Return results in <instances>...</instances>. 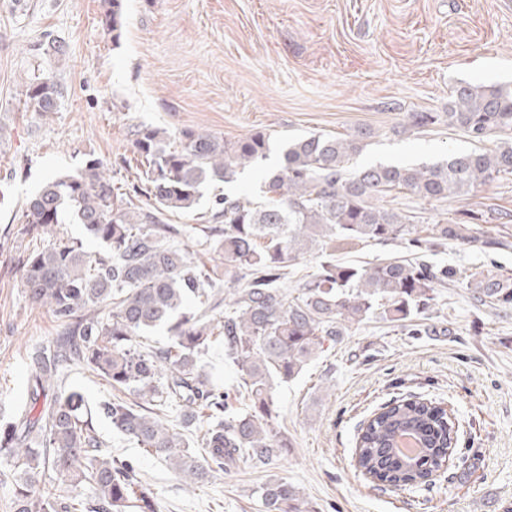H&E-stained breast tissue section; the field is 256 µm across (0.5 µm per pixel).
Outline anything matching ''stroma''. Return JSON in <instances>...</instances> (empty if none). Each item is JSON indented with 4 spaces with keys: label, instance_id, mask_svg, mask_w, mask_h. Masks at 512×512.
<instances>
[{
    "label": "stroma",
    "instance_id": "obj_1",
    "mask_svg": "<svg viewBox=\"0 0 512 512\" xmlns=\"http://www.w3.org/2000/svg\"><path fill=\"white\" fill-rule=\"evenodd\" d=\"M107 8L106 0H0L1 422L27 400L32 354L60 331L21 286L29 241L21 209L49 177L98 159L128 192L137 177L135 130L176 138L207 131L228 144L266 133L272 146L262 167L211 186L195 211L169 218L181 230L176 245L220 274L222 254L197 244L215 197L258 200L289 140L361 137V165L433 163L512 140L501 133L474 143L445 117L457 83L512 85V0H123L117 39ZM51 40L65 56L47 53ZM36 74L61 85L57 112L24 109V85ZM412 112L439 119L414 129ZM378 204L427 233L471 224L474 239L429 252L457 275L420 317L418 335L375 320L352 324L296 380L276 387L277 427L292 443L280 458L240 462L190 487L93 415L103 450L133 462L159 512H261L253 489L272 475L299 488L316 512L512 508V310L478 303L467 286L476 272L512 275V175L459 198L404 191ZM414 393L443 400L464 432L431 485L393 492L356 472L351 456L360 422Z\"/></svg>",
    "mask_w": 512,
    "mask_h": 512
}]
</instances>
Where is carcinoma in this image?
I'll list each match as a JSON object with an SVG mask.
<instances>
[{
	"label": "carcinoma",
	"mask_w": 512,
	"mask_h": 512,
	"mask_svg": "<svg viewBox=\"0 0 512 512\" xmlns=\"http://www.w3.org/2000/svg\"><path fill=\"white\" fill-rule=\"evenodd\" d=\"M122 0H110L106 23L120 37ZM24 106L46 115L58 111L61 91L39 75L25 84ZM448 125L474 141L512 132V88L461 83L448 101ZM142 166L136 195L125 199L99 160L75 175L48 180L27 202L22 223L39 233V245L22 261V286L31 302L47 306L62 326L51 347L37 349L28 402L0 425V457L12 476L15 512H158L133 465L105 455L89 420L82 393L55 386L80 365L103 377L118 394L98 412L112 430L135 440L169 463L188 486L220 474L241 459L268 464L281 456L288 438L277 431L274 386L297 378L324 344L338 342L351 323L379 318L414 325L437 300L456 271L426 260L429 240L407 216L372 203L394 190L424 199L460 197L479 184L512 175V142L495 151L472 149L422 165H367L348 172L362 150L357 139L311 135L282 145L284 165L266 174L265 202L228 195L215 200L212 219L224 224L221 238L205 240L224 254V281L246 280L236 299H214L211 273L189 252L169 244L178 234L166 216L197 209L203 187L230 183L267 159L269 137L255 133L232 146L206 131L170 139L157 128L135 133ZM84 225L107 245L90 251L75 238L58 236L67 220ZM468 224H437L435 240L471 241ZM325 239L322 260L297 295L283 287L287 269ZM389 244L403 241L409 259L371 266L336 262V240ZM483 304L512 306V277L470 275ZM197 302L193 311L188 301ZM224 312L215 318L211 313ZM165 325L171 344L149 349L137 337ZM220 335L234 365L237 385L215 386L198 366V355ZM246 399L234 412L230 399ZM180 409L181 426L205 414L196 440L167 423L164 411ZM415 435L420 462L396 454L397 439ZM457 437L443 403L395 397L362 423L353 459L362 475L396 490L427 486L442 468ZM51 482L58 494L42 493ZM89 486L80 498L74 490ZM264 512H316L297 487L270 477L257 490Z\"/></svg>",
	"instance_id": "1"
}]
</instances>
